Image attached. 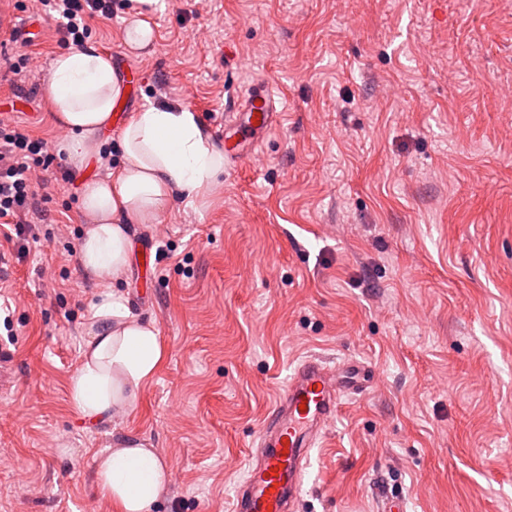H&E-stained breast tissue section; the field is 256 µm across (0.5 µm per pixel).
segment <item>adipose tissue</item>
Here are the masks:
<instances>
[{
	"label": "adipose tissue",
	"mask_w": 512,
	"mask_h": 512,
	"mask_svg": "<svg viewBox=\"0 0 512 512\" xmlns=\"http://www.w3.org/2000/svg\"><path fill=\"white\" fill-rule=\"evenodd\" d=\"M47 82L54 118L69 133L71 160L81 166L98 158L122 92L110 57L91 44L62 51ZM119 149V168L87 181L79 200L86 221L79 264L102 289L81 360L68 377V401L90 421L125 415L166 356L156 324L133 315L126 296L113 288L130 267L131 225L155 223L174 193L202 198L224 172L223 150L184 107L134 113L119 134ZM166 485L163 458L138 439L96 460L94 486L113 512H153Z\"/></svg>",
	"instance_id": "obj_1"
}]
</instances>
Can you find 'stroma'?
Returning a JSON list of instances; mask_svg holds the SVG:
<instances>
[{
    "label": "stroma",
    "instance_id": "obj_1",
    "mask_svg": "<svg viewBox=\"0 0 512 512\" xmlns=\"http://www.w3.org/2000/svg\"><path fill=\"white\" fill-rule=\"evenodd\" d=\"M38 62L0 110L56 159L26 255L0 236V512H112L98 455L164 459L156 512H231L262 422L311 355L378 376L311 450L299 512H512V0H112L86 43L145 76L133 111L181 106L214 143L257 81L276 126L205 199L135 225L117 287L167 356L123 418L76 416L67 380L99 285L78 262L83 183L47 89L67 50L18 0ZM152 46L130 51L135 20ZM154 40V32L149 24L137 21L129 24L124 31V42L131 49H144Z\"/></svg>",
    "mask_w": 512,
    "mask_h": 512
}]
</instances>
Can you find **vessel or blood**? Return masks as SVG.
Here are the masks:
<instances>
[{"instance_id":"b4317fda","label":"vessel or blood","mask_w":512,"mask_h":512,"mask_svg":"<svg viewBox=\"0 0 512 512\" xmlns=\"http://www.w3.org/2000/svg\"><path fill=\"white\" fill-rule=\"evenodd\" d=\"M276 122L273 94L265 84L253 85L225 115V156L237 157L249 131L267 130ZM365 371L357 360L332 365L317 356L295 366L262 423L256 454L235 489L232 512H297L310 451L334 423L341 401L364 395Z\"/></svg>"}]
</instances>
